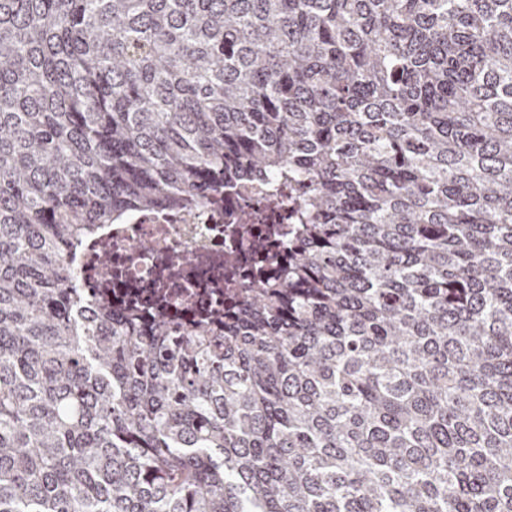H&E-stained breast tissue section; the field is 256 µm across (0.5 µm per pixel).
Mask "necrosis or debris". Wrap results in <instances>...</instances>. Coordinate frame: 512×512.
<instances>
[{"mask_svg":"<svg viewBox=\"0 0 512 512\" xmlns=\"http://www.w3.org/2000/svg\"><path fill=\"white\" fill-rule=\"evenodd\" d=\"M276 227L288 236V210H268L264 192L240 189L223 200L180 212L145 211L108 225L80 258L85 284L113 309H135L191 327L223 317L239 297L238 279L261 257L250 244Z\"/></svg>","mask_w":512,"mask_h":512,"instance_id":"necrosis-or-debris-1","label":"necrosis or debris"}]
</instances>
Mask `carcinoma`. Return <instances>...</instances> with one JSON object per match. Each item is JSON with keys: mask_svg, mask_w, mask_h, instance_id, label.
Listing matches in <instances>:
<instances>
[{"mask_svg": "<svg viewBox=\"0 0 512 512\" xmlns=\"http://www.w3.org/2000/svg\"><path fill=\"white\" fill-rule=\"evenodd\" d=\"M247 186L224 330L84 290ZM0 512H512V0H0Z\"/></svg>", "mask_w": 512, "mask_h": 512, "instance_id": "carcinoma-1", "label": "carcinoma"}]
</instances>
